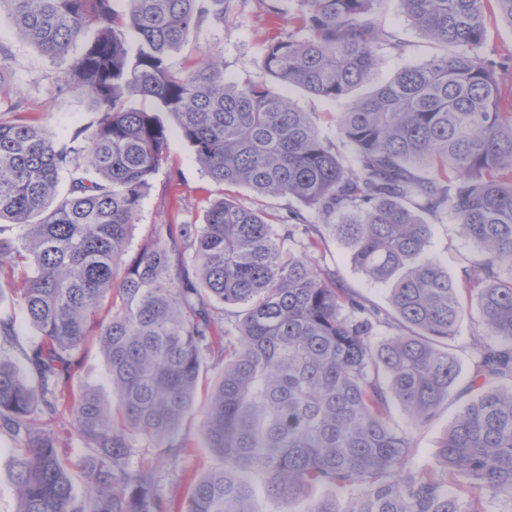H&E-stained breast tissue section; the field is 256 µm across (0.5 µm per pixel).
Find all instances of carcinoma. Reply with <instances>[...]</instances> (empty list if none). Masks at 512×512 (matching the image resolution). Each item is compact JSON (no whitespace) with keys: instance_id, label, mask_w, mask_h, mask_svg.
Segmentation results:
<instances>
[{"instance_id":"obj_1","label":"carcinoma","mask_w":512,"mask_h":512,"mask_svg":"<svg viewBox=\"0 0 512 512\" xmlns=\"http://www.w3.org/2000/svg\"><path fill=\"white\" fill-rule=\"evenodd\" d=\"M490 1L512 26V0H401L439 53L339 113L350 164L274 84L332 101L367 84L378 51L405 49L376 21L382 0H295L296 31L268 42L265 75L233 80L215 53L172 62L202 21L224 20V0H0L61 88L100 113L57 141L16 111L0 65V293L21 284L36 333L28 370L0 355L16 512H259L260 496L297 512H512V85L485 56ZM170 123L217 193L200 223L162 225L127 263ZM226 186L294 198L323 223L246 207ZM443 212L476 247L455 279L427 254L422 215ZM329 236L390 285V309L323 264ZM465 293L472 397L435 461L412 468L392 408L425 426L458 385L448 341ZM95 327L109 398L73 388ZM217 365L199 423L217 464L163 497L130 458L183 453ZM39 419L67 421L89 448L77 471Z\"/></svg>"}]
</instances>
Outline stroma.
<instances>
[{
  "label": "stroma",
  "mask_w": 512,
  "mask_h": 512,
  "mask_svg": "<svg viewBox=\"0 0 512 512\" xmlns=\"http://www.w3.org/2000/svg\"><path fill=\"white\" fill-rule=\"evenodd\" d=\"M294 10L293 0H224L223 21L208 19L194 29L174 62L179 65L198 52L212 50L224 56L226 79L232 80L244 74L263 75L264 49L273 35L285 36L293 32ZM378 24L386 31L399 34L407 49L401 55L388 50L379 51L369 82L373 88L386 83L402 68L420 63L433 53L431 44L407 21L399 0H384ZM0 46L9 50L5 69L0 74L15 89L28 118L42 124L61 141L66 140L72 131L93 123L97 116L93 101L81 93L61 90L57 65L19 39L5 17L0 18ZM486 52L502 62V78L511 80L512 27L494 13L490 14L487 23ZM279 91L302 111L310 113L326 138L337 141L334 115L347 109V101L326 100L284 85ZM211 188L189 145L177 131H170L167 158L155 175L131 228L132 247H139L154 236L160 225L173 218L198 219ZM430 248L442 259L452 277L475 252L474 246L458 234L455 222L448 214L433 218ZM325 261L335 268L347 287L358 289L379 307H388L387 285L370 282L360 274L343 245L329 241ZM461 405V398L450 394L438 418L420 429L411 427L402 412H395V420L410 431L413 448L411 467L422 468L433 462L438 444ZM197 427V418L186 421L184 432L189 446L177 460L157 461L152 453L144 451L135 454V461L154 462L158 489L163 495H184L186 474L199 475L214 466V459L202 446Z\"/></svg>",
  "instance_id": "obj_1"
}]
</instances>
